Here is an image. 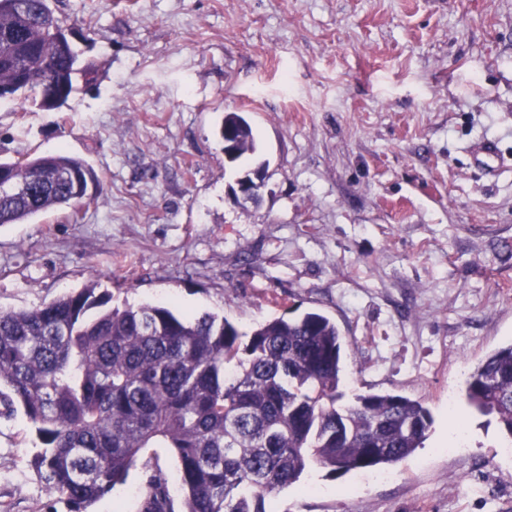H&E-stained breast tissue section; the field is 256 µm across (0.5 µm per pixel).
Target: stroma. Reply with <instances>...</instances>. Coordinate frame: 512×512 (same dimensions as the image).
<instances>
[{
  "label": "stroma",
  "instance_id": "1",
  "mask_svg": "<svg viewBox=\"0 0 512 512\" xmlns=\"http://www.w3.org/2000/svg\"><path fill=\"white\" fill-rule=\"evenodd\" d=\"M99 67L63 111L0 105V158L58 151L103 184L83 223L0 225V310L97 281L113 306L228 319L314 311L346 395L423 400L422 448L312 468L273 512H512V454L464 380L512 343V0H52ZM242 113L258 203L218 128ZM500 164L474 163L483 138ZM467 419L453 433L449 407ZM22 415L0 418V512H46ZM141 467L87 512H135Z\"/></svg>",
  "mask_w": 512,
  "mask_h": 512
}]
</instances>
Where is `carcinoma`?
<instances>
[{
    "label": "carcinoma",
    "instance_id": "cac0c4a2",
    "mask_svg": "<svg viewBox=\"0 0 512 512\" xmlns=\"http://www.w3.org/2000/svg\"><path fill=\"white\" fill-rule=\"evenodd\" d=\"M50 0H0V101L59 111L98 71L63 38ZM235 159L255 151L250 123L227 112ZM0 224L54 209L73 224L94 169L63 151L0 160ZM96 283L34 309L0 311V416L18 411L39 442L29 467L67 512H86L125 481L146 448H167L184 492L144 464L138 512H272L312 467L333 475L410 457L432 423L419 400L367 393L343 404L345 340L318 312L277 317L248 343L211 314L112 308ZM469 407L496 416L512 446V344L467 376Z\"/></svg>",
    "mask_w": 512,
    "mask_h": 512
}]
</instances>
